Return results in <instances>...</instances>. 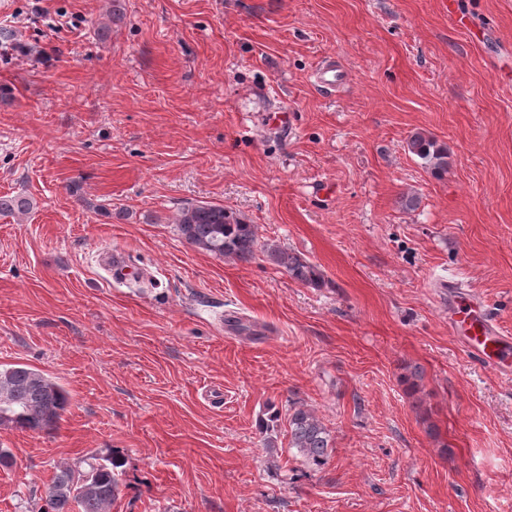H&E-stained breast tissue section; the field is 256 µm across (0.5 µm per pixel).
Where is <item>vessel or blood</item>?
<instances>
[{
  "label": "vessel or blood",
  "mask_w": 512,
  "mask_h": 512,
  "mask_svg": "<svg viewBox=\"0 0 512 512\" xmlns=\"http://www.w3.org/2000/svg\"><path fill=\"white\" fill-rule=\"evenodd\" d=\"M455 307L448 330L463 335L466 348L501 373L512 370V335L502 331L496 320L472 296L458 290L455 282L442 280Z\"/></svg>",
  "instance_id": "b4317fda"
}]
</instances>
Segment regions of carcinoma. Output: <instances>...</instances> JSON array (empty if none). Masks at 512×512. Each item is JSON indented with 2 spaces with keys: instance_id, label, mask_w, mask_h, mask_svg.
Returning <instances> with one entry per match:
<instances>
[{
  "instance_id": "cac0c4a2",
  "label": "carcinoma",
  "mask_w": 512,
  "mask_h": 512,
  "mask_svg": "<svg viewBox=\"0 0 512 512\" xmlns=\"http://www.w3.org/2000/svg\"><path fill=\"white\" fill-rule=\"evenodd\" d=\"M409 152L433 170L448 167V150L430 136L417 132L407 142ZM33 208L25 196L0 197V213L26 214ZM178 231L191 246L217 257L239 262L252 260L262 248L256 227L221 205L187 204L180 209ZM264 249V248H262ZM264 252L288 276L304 285L316 286V267L286 249ZM69 407L67 391L43 371L23 364L0 367V426L21 430H56ZM290 445L303 461L322 466L332 447L331 436L313 412L295 407L288 412ZM122 452L112 449L78 464H61L44 486L42 512H111L123 485Z\"/></svg>"
}]
</instances>
